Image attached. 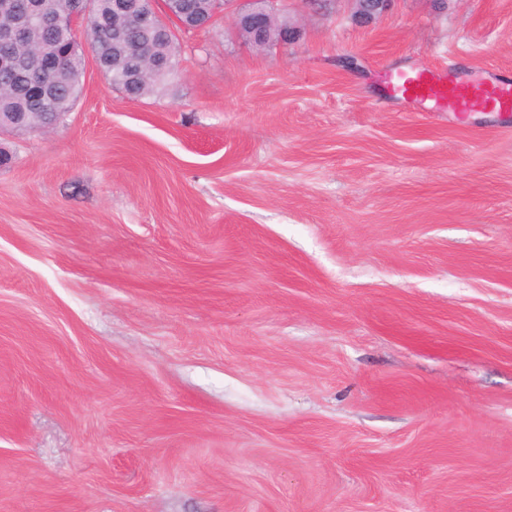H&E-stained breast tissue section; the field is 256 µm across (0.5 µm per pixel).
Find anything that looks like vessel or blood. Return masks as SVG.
<instances>
[{
	"label": "vessel or blood",
	"instance_id": "b4317fda",
	"mask_svg": "<svg viewBox=\"0 0 512 512\" xmlns=\"http://www.w3.org/2000/svg\"><path fill=\"white\" fill-rule=\"evenodd\" d=\"M390 89L404 100H429L450 112H468L489 106L507 115L512 113L510 81L494 80L480 86L462 81L451 74L443 75L420 69L414 72H397Z\"/></svg>",
	"mask_w": 512,
	"mask_h": 512
}]
</instances>
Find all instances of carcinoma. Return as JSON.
Listing matches in <instances>:
<instances>
[{"instance_id": "cac0c4a2", "label": "carcinoma", "mask_w": 512, "mask_h": 512, "mask_svg": "<svg viewBox=\"0 0 512 512\" xmlns=\"http://www.w3.org/2000/svg\"><path fill=\"white\" fill-rule=\"evenodd\" d=\"M208 0H182L181 7L168 4L171 12L160 10L156 17L159 27L166 29V20H184L183 11L188 10L198 16L208 11ZM91 10L98 20L86 27L85 35L93 56L97 60L112 58L120 59L122 70L109 72L110 81L122 89L132 99H139L151 94L157 86L163 83L155 79L148 83H136L128 80L143 56H151L162 62L167 69V76H172L176 69V57L179 45L166 44L154 33L143 30L134 18L114 20L112 15V0H90ZM35 39H27L15 47V53L20 62L17 75L0 74V110L8 109L13 112H28L27 97L31 90L23 83V75L31 71L33 77L53 87L59 101L69 107L76 100L82 89L85 61L79 56L67 52L69 42L76 34L69 32L43 31L37 26L30 29ZM48 51L57 57V69L44 74L39 71L40 55Z\"/></svg>"}]
</instances>
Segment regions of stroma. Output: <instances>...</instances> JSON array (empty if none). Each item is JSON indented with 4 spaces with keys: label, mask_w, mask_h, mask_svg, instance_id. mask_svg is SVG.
<instances>
[{
    "label": "stroma",
    "mask_w": 512,
    "mask_h": 512,
    "mask_svg": "<svg viewBox=\"0 0 512 512\" xmlns=\"http://www.w3.org/2000/svg\"><path fill=\"white\" fill-rule=\"evenodd\" d=\"M236 9L0 132V512H512V0ZM272 2L269 0H249L248 6L239 10L234 16V24L240 30H249L251 32H259L258 22L265 21L266 25L267 13L272 8ZM392 93L406 101H433L448 112H468L491 106L497 112L512 116V82L494 80L475 85L449 73L420 69L399 71L390 85Z\"/></svg>",
    "instance_id": "obj_1"
}]
</instances>
